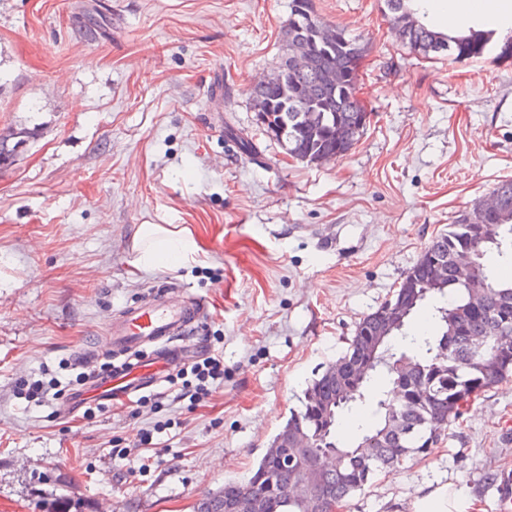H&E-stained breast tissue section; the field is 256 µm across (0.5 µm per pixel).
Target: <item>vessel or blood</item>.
I'll list each match as a JSON object with an SVG mask.
<instances>
[{
    "label": "vessel or blood",
    "instance_id": "b4317fda",
    "mask_svg": "<svg viewBox=\"0 0 512 512\" xmlns=\"http://www.w3.org/2000/svg\"><path fill=\"white\" fill-rule=\"evenodd\" d=\"M172 295V290L156 289L149 306L133 308L110 326L106 346L121 362L106 380H90L87 390L71 394L70 409L77 411L92 402L126 401L161 384L169 352L178 348L182 336L205 312L202 302L178 305Z\"/></svg>",
    "mask_w": 512,
    "mask_h": 512
}]
</instances>
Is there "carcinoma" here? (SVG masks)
Returning a JSON list of instances; mask_svg holds the SVG:
<instances>
[{
	"label": "carcinoma",
	"mask_w": 512,
	"mask_h": 512,
	"mask_svg": "<svg viewBox=\"0 0 512 512\" xmlns=\"http://www.w3.org/2000/svg\"><path fill=\"white\" fill-rule=\"evenodd\" d=\"M423 2L384 0L403 45L425 59L483 57L492 32L471 29L451 37L425 21ZM324 25L314 0H289L283 36L289 44L297 39L307 43L310 66L297 70L286 54L271 82L250 91L256 126L287 155L310 164L338 149L347 153L370 119L355 99L364 46L333 25H326L328 38H321ZM330 67L339 72L340 82L324 91L322 74ZM299 85L316 95L307 119L299 118ZM225 132L237 139L243 153L257 156L251 138L229 126ZM492 193L507 202L504 209L489 216L473 203L431 240L407 272L393 294L395 300L411 301L404 317L386 324V302L364 316L346 352L307 387L302 408L273 437L251 476L205 493L193 512H228L237 499L256 494L266 497V512H330L333 503L343 507L378 473L412 455L430 454L473 399L512 374V277L500 276L492 262L496 255L512 256V178L498 181ZM467 249L479 258L461 271L453 259ZM430 256L448 259V279L440 284L424 281L422 260ZM479 306L503 319L501 341L482 351L471 346L468 336L482 325ZM347 422L357 425L359 439L375 440L373 456L340 442ZM286 433L308 437L309 447L302 452L321 463L311 507L283 494L297 465L294 449L276 447Z\"/></svg>",
	"instance_id": "carcinoma-1"
}]
</instances>
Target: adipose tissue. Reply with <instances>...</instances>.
I'll use <instances>...</instances> for the list:
<instances>
[{
	"instance_id": "obj_1",
	"label": "adipose tissue",
	"mask_w": 512,
	"mask_h": 512,
	"mask_svg": "<svg viewBox=\"0 0 512 512\" xmlns=\"http://www.w3.org/2000/svg\"><path fill=\"white\" fill-rule=\"evenodd\" d=\"M136 236L146 244L136 260L142 267L172 269L187 262L198 250L191 236L159 224L140 225Z\"/></svg>"
}]
</instances>
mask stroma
Here are the masks:
<instances>
[{
	"label": "stroma",
	"mask_w": 512,
	"mask_h": 512,
	"mask_svg": "<svg viewBox=\"0 0 512 512\" xmlns=\"http://www.w3.org/2000/svg\"><path fill=\"white\" fill-rule=\"evenodd\" d=\"M288 2L0 0V133L28 135L0 165V512L61 496L100 512H192L248 478L358 322L459 210L512 178V59L497 60L499 41L480 59H424L383 0H315L365 47L357 95L373 118L342 157L285 155L249 92L283 53ZM142 224L188 228L194 260L135 267ZM159 287L204 303L185 358L223 356V386L190 404L178 392L194 378L176 367L133 403L61 415L88 372L109 373L112 321ZM30 379L57 395L28 401ZM504 470L512 376L349 510L413 512L444 486L502 512Z\"/></svg>",
	"instance_id": "35a3bbf8"
}]
</instances>
